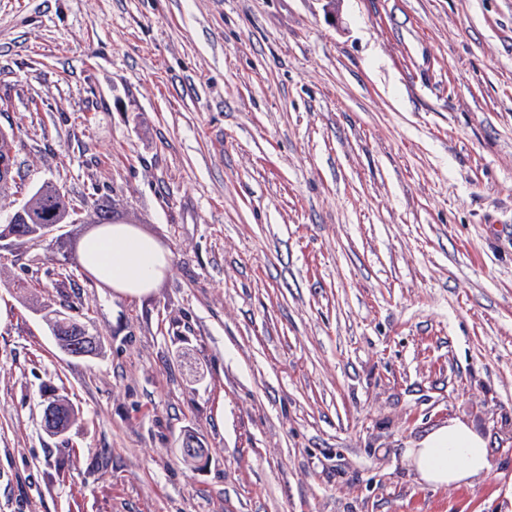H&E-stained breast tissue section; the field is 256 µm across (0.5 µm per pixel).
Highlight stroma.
Segmentation results:
<instances>
[{"instance_id": "35a3bbf8", "label": "stroma", "mask_w": 512, "mask_h": 512, "mask_svg": "<svg viewBox=\"0 0 512 512\" xmlns=\"http://www.w3.org/2000/svg\"><path fill=\"white\" fill-rule=\"evenodd\" d=\"M325 4L0 0L26 189L170 258L133 297L0 248V512H512V0ZM452 419L488 474L419 483ZM56 316L59 319L66 318V320L59 322V325L54 324L55 320L50 323L51 330L55 328L56 335H54V333L52 334L54 340L55 336H58L56 338V343L59 348L70 356H76L78 355L77 353H81V355H88L87 352L95 347L96 340L93 337L84 334L82 328L79 325H74L73 323H70V326L75 327L76 336H65L61 334L59 326L62 328L63 324L69 321V317L60 311L56 313Z\"/></svg>"}]
</instances>
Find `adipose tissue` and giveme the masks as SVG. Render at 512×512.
Returning a JSON list of instances; mask_svg holds the SVG:
<instances>
[{
	"label": "adipose tissue",
	"instance_id": "1",
	"mask_svg": "<svg viewBox=\"0 0 512 512\" xmlns=\"http://www.w3.org/2000/svg\"><path fill=\"white\" fill-rule=\"evenodd\" d=\"M81 261L100 282L140 296L153 288L168 266L157 242L128 224H106L83 245ZM420 482L440 488L470 486L490 470L486 440L466 423L449 421L407 449Z\"/></svg>",
	"mask_w": 512,
	"mask_h": 512
}]
</instances>
